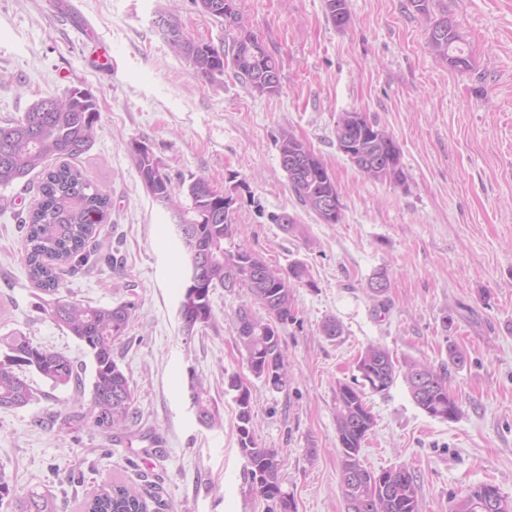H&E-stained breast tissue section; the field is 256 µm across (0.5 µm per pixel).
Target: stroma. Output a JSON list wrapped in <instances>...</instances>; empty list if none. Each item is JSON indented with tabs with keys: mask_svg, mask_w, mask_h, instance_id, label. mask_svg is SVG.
<instances>
[{
	"mask_svg": "<svg viewBox=\"0 0 512 512\" xmlns=\"http://www.w3.org/2000/svg\"><path fill=\"white\" fill-rule=\"evenodd\" d=\"M463 33L471 67L459 71L426 44L427 22L409 0H349L336 27L324 0H238L243 25L282 69V90L261 95L232 71L200 77L153 25L179 19L194 38L220 43L224 28L191 0H75V15L50 0H0V119L23 116L38 97L71 87L91 92L100 112L93 145L73 165L108 187L112 206L99 237L123 268L63 271L59 297L93 305L134 301L127 348L115 359L134 390L142 431L161 439L115 442L87 418L94 374L85 346L45 313L48 294L30 281L12 215L36 200L35 186L0 187V336L19 330L64 352L81 389L27 377L38 398L0 408V466L15 497L50 492L65 512L107 482L157 488L166 512H267L251 488L237 442L229 375L249 379L258 443L283 458L281 480L296 512H346L334 389L352 382L365 348L394 360L445 367L461 412L429 416L403 379L366 393L374 426L360 451L380 471L405 465L417 476L421 512H449L490 483L512 499V0H440ZM112 50V71L89 60ZM363 112L387 128L402 154L405 183L368 180L336 144V120ZM288 129L336 180L342 220L322 223L291 192L274 137ZM145 142L174 180L207 178L220 191L245 180L236 207L237 243L269 265L304 262L313 287L295 286L293 322L282 325L291 382L270 389L253 378L233 340L244 291L216 289L209 326L185 339L178 316L185 257L170 215L145 191L130 154ZM286 212L295 236L272 224ZM389 278L382 298L368 288ZM340 336L321 331L327 318ZM461 352L453 364L451 351ZM205 379L222 419L196 421L190 374ZM82 418L63 428L57 412Z\"/></svg>",
	"mask_w": 512,
	"mask_h": 512,
	"instance_id": "1",
	"label": "stroma"
}]
</instances>
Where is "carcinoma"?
Returning <instances> with one entry per match:
<instances>
[{
  "mask_svg": "<svg viewBox=\"0 0 512 512\" xmlns=\"http://www.w3.org/2000/svg\"><path fill=\"white\" fill-rule=\"evenodd\" d=\"M200 10L229 29L224 43L197 40L186 34L174 19V34L162 32L170 48L184 58L204 78L231 69L240 83L260 94L275 95L282 90L281 66L264 44L241 24L237 0H194ZM435 0H409L415 10L429 18L426 31L431 53L449 66L466 70L470 57L461 47L463 37L457 24L443 10L431 16ZM327 17L338 28L349 25L348 0H324ZM343 112L336 122V143L349 160L369 179L402 185L405 182L401 150L391 133L380 128L387 139L383 145L374 129L353 121L344 123ZM99 110L94 96L86 89L72 87L61 96H42L31 103L23 116L0 122V187L25 180L32 172L42 175L37 186L39 199L26 214L14 215L25 239V265L31 281L44 293L61 288L60 270L106 263L118 266L112 252L100 251L96 237L111 206L107 187L88 178L82 171L53 159H76L92 146ZM278 151H288L291 163L283 166L291 191L299 203L325 224H337L342 213L334 203L340 196L332 175L306 142L282 128L275 138ZM130 151L147 193L157 202H170L173 225L183 227L176 235L186 258L182 281L180 318L195 325H207L212 318V296L224 287V280L235 273L240 288L267 316L257 317L249 327L234 325L237 348L250 362L257 379L267 380L266 359L275 352L280 358L282 381L277 390L288 386V370L281 348L279 326L294 320L293 284L316 287L308 269L293 262L287 271L262 261L247 247L233 242L235 224L233 196L216 193L204 177L193 179L181 201L176 186L161 161L141 142L133 141ZM136 304L125 301L115 306H99L81 301L55 299L49 302V316L62 329L82 342L95 363L90 417L95 427L120 440L135 435L139 415L134 405L130 380L113 357L114 347L128 341V328ZM8 353L0 359V408H20L37 400L28 381L31 370L55 386L73 385L82 380L74 361L65 353L37 346L23 333L1 337ZM360 380L337 382L334 390L336 431L343 455L340 487L347 512H420L418 483L404 466L372 472L360 460L362 443L374 425L365 401L364 389L376 393L393 386L398 367L391 353L381 346H370L356 362ZM428 379L424 391L416 390L414 374ZM403 378L415 403L429 416L453 421L460 414L456 398L448 390L446 370L419 363L405 364ZM229 390L235 392L238 445L247 462V474L255 493L272 503L267 512H276L275 494L282 492V459L274 448L259 445L253 431V398L243 379L231 375ZM192 406L206 419L209 428L219 427L221 417L202 381L190 376L188 386ZM165 503L125 484L101 487L85 504V512H161ZM16 512H60L55 497L33 492L15 502Z\"/></svg>",
  "mask_w": 512,
  "mask_h": 512,
  "instance_id": "cac0c4a2",
  "label": "carcinoma"
}]
</instances>
